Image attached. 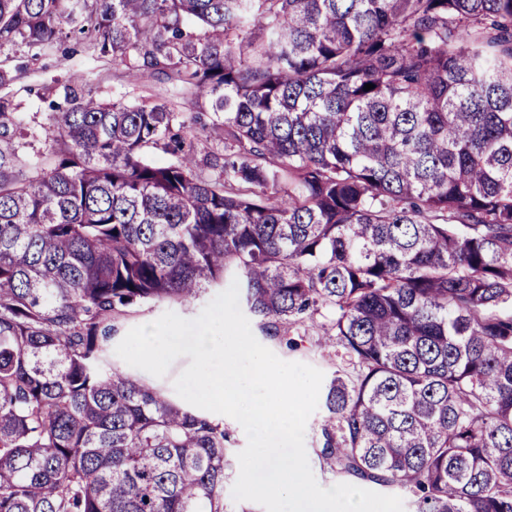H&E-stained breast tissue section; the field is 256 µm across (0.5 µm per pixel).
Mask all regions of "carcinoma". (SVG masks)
Instances as JSON below:
<instances>
[{
  "label": "carcinoma",
  "instance_id": "obj_1",
  "mask_svg": "<svg viewBox=\"0 0 512 512\" xmlns=\"http://www.w3.org/2000/svg\"><path fill=\"white\" fill-rule=\"evenodd\" d=\"M73 36L224 152L83 74L36 129L0 93V512H225L229 432L112 350L228 274L290 350L331 313L340 477L512 512V0H0V47ZM234 278L227 277L221 282L219 285L209 288L205 294H203L202 298L191 304H177V303H152L149 305H145L140 308L136 313H134L129 319L122 325L118 332L119 339L115 342L113 348V357L116 361L120 362L123 368L131 374L134 378H136L140 383H143L148 386L164 389L167 393H169L173 398L183 400L174 389V381L181 374V372L191 363V357L183 356L178 358L173 364L170 366L166 375L162 378L155 377L143 370L134 368L125 363L120 357H118L115 353L116 346L120 343V341L124 338L126 333L133 327L148 324L153 322L158 317H160L164 312L171 311L179 316L186 319H193L197 317L202 309L219 293L226 290L232 283Z\"/></svg>",
  "mask_w": 512,
  "mask_h": 512
}]
</instances>
